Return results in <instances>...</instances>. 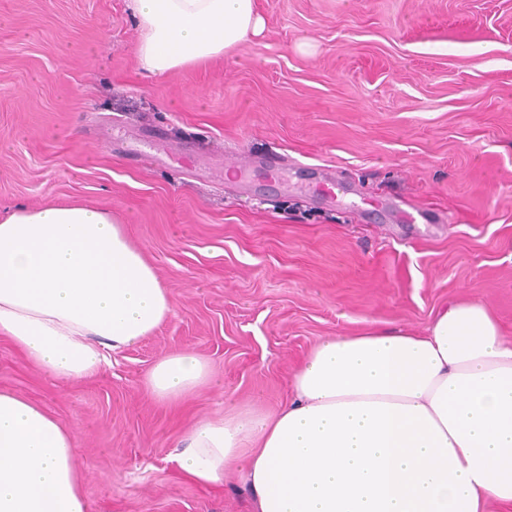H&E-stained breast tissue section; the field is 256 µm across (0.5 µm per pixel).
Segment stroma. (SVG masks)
<instances>
[{"label":"stroma","instance_id":"stroma-1","mask_svg":"<svg viewBox=\"0 0 512 512\" xmlns=\"http://www.w3.org/2000/svg\"><path fill=\"white\" fill-rule=\"evenodd\" d=\"M265 30L162 76L128 0H0V213L110 211L172 317L90 378L0 339V391L74 439L86 512H253L234 466L191 481L193 421L275 410L321 340L424 331L453 297L512 337V0H257ZM192 350L217 383L146 374ZM212 384L207 363L189 350L163 356L144 379L145 390L161 403L178 400Z\"/></svg>","mask_w":512,"mask_h":512}]
</instances>
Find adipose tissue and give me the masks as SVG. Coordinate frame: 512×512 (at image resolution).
<instances>
[{
    "label": "adipose tissue",
    "instance_id": "obj_1",
    "mask_svg": "<svg viewBox=\"0 0 512 512\" xmlns=\"http://www.w3.org/2000/svg\"><path fill=\"white\" fill-rule=\"evenodd\" d=\"M138 61L164 75L224 56L265 22L256 0H130ZM172 315L166 288L109 211L68 200L0 218V337L56 379L96 374ZM213 382L185 350L144 379L158 402ZM274 413L200 418L178 457L206 486L236 464L256 512H512V338L458 299L421 333L327 338ZM70 434L0 391V512H86Z\"/></svg>",
    "mask_w": 512,
    "mask_h": 512
}]
</instances>
